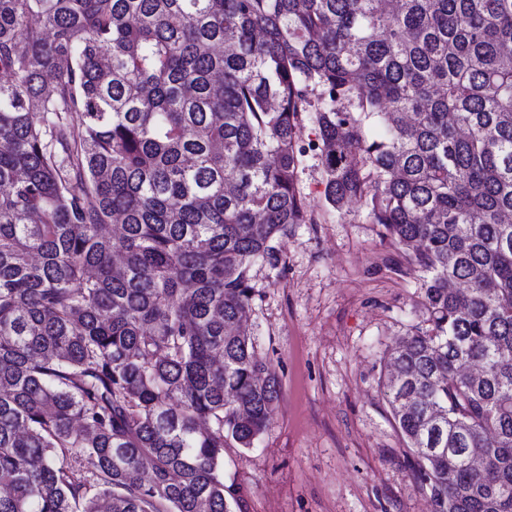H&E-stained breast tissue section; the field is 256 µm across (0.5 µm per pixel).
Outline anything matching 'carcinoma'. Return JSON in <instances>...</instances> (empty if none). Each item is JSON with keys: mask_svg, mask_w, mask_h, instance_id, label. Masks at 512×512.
I'll return each instance as SVG.
<instances>
[{"mask_svg": "<svg viewBox=\"0 0 512 512\" xmlns=\"http://www.w3.org/2000/svg\"><path fill=\"white\" fill-rule=\"evenodd\" d=\"M0 72V512L241 507L306 112L327 209L421 273L380 377L415 486L512 512V0H0Z\"/></svg>", "mask_w": 512, "mask_h": 512, "instance_id": "cac0c4a2", "label": "carcinoma"}]
</instances>
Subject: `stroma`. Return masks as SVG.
Wrapping results in <instances>:
<instances>
[{"label": "stroma", "instance_id": "35a3bbf8", "mask_svg": "<svg viewBox=\"0 0 512 512\" xmlns=\"http://www.w3.org/2000/svg\"><path fill=\"white\" fill-rule=\"evenodd\" d=\"M302 138L298 184L321 220L251 270L249 329L281 396L253 450L225 448L224 482L241 512H424L379 386L384 351L426 324L419 273L360 204L326 212L312 119Z\"/></svg>", "mask_w": 512, "mask_h": 512}]
</instances>
